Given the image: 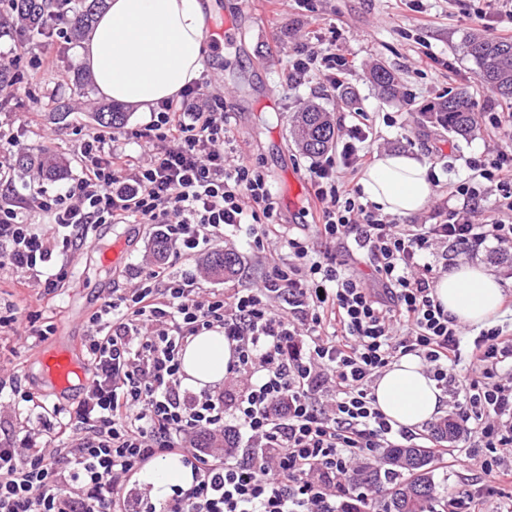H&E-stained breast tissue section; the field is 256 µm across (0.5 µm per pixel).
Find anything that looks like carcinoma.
<instances>
[{
  "instance_id": "carcinoma-1",
  "label": "carcinoma",
  "mask_w": 512,
  "mask_h": 512,
  "mask_svg": "<svg viewBox=\"0 0 512 512\" xmlns=\"http://www.w3.org/2000/svg\"><path fill=\"white\" fill-rule=\"evenodd\" d=\"M67 0H0L6 5L0 13V36L22 34L27 39L45 38L48 19L54 12L69 10ZM69 29V38L78 42L89 31L95 15L105 0H80ZM463 54L474 64V72L482 86L512 105V41L496 40L484 32H468L462 40ZM369 77L381 96L398 97L394 75L386 68L372 67ZM424 112L448 134L467 139L477 126L474 99L465 92L448 93ZM98 124L115 128L125 123L128 113L119 104L101 105L95 109ZM292 135L301 149L313 156L328 152L336 137L335 126L320 106L308 104L294 115ZM15 166L22 170L35 169L42 176L59 178L65 174L59 154L43 148L38 154H20ZM239 258L231 250H216L205 260L208 274L216 278L232 276ZM384 466L369 463L357 470L354 488L384 486L387 495L384 512H434L435 483L433 459L422 447L387 448L383 452Z\"/></svg>"
}]
</instances>
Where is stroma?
I'll list each match as a JSON object with an SVG mask.
<instances>
[{
	"mask_svg": "<svg viewBox=\"0 0 512 512\" xmlns=\"http://www.w3.org/2000/svg\"><path fill=\"white\" fill-rule=\"evenodd\" d=\"M431 16L421 25L410 0H317L323 20V39H334L348 62L342 89L321 86L316 76L303 84L288 81L286 63L275 57L282 42L297 37L306 28L303 13L296 5L272 10L266 0H252L243 6L240 0H210L209 26L233 24L232 42L211 43L203 61L202 84L223 95L234 114L237 139L250 158L259 164L280 194L295 193L298 208L283 213V225L297 232L311 223L306 212L308 186L293 182L290 173L305 170L312 159L300 152L290 136V121L308 102H316L330 112L333 120L354 122L356 113H365L372 127L370 147L374 155L404 150L417 154L435 166L441 184L467 179L468 158L483 154L489 140L483 130H475L468 140H455L442 127L428 123L420 106L448 91L457 90L472 97L485 95L473 68L458 51L464 33L477 28L471 15L470 0H424ZM59 35L54 39L56 66L47 71L30 65V56L42 49L38 40L18 43L0 38V56L17 57L23 72L21 84L10 90L7 111L0 112V131L10 134L22 152L33 153L51 148L69 165L70 178H78L83 162L76 151L79 131L97 129L94 106L104 104L97 90L88 97L74 99V109L65 122L51 119L52 101L73 97V77L84 72L80 44L62 36L63 22L52 21ZM379 64L397 78L401 94L412 99L415 109L403 114L399 103L382 98L369 80V69ZM279 93L277 106H268V87ZM41 101L34 123L19 124L18 118L34 101ZM126 244L123 259L103 267L99 250L113 241ZM227 248L239 258L237 274L216 279L200 273L204 288H250L258 283L268 266L279 260V253L260 258L244 235L226 236ZM152 242L144 224H101L91 233L84 249L70 260V278L57 295L43 296L26 288L18 274L0 272V315L18 311L25 324L38 329L52 328V335L19 341L0 334V376L22 374V387L46 403L57 400L54 386L45 376L36 358L38 349L63 344L85 354V336L89 316L97 310L99 298L111 288L134 287L145 264L152 262ZM436 490L441 498L457 496L488 486L490 479L478 470L434 464Z\"/></svg>",
	"mask_w": 512,
	"mask_h": 512,
	"instance_id": "35a3bbf8",
	"label": "stroma"
}]
</instances>
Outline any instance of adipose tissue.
<instances>
[{
  "instance_id": "1",
  "label": "adipose tissue",
  "mask_w": 512,
  "mask_h": 512,
  "mask_svg": "<svg viewBox=\"0 0 512 512\" xmlns=\"http://www.w3.org/2000/svg\"><path fill=\"white\" fill-rule=\"evenodd\" d=\"M207 16L205 0H106L81 50L99 93L141 110L178 98L202 74ZM359 184L364 201L395 216L418 213L432 195L428 165L409 153L378 157ZM435 296L459 323L485 327L500 313L504 288L484 267L463 264L437 280ZM232 359L222 333L192 337L181 356L184 385L202 390L223 382ZM372 392L391 423L409 428L445 408L442 389L414 355L380 372ZM138 480L159 493L173 483L191 484L192 473L180 456L168 455L140 471Z\"/></svg>"
}]
</instances>
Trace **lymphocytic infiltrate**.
Returning <instances> with one entry per match:
<instances>
[{"instance_id":"lymphocytic-infiltrate-1","label":"lymphocytic infiltrate","mask_w":512,"mask_h":512,"mask_svg":"<svg viewBox=\"0 0 512 512\" xmlns=\"http://www.w3.org/2000/svg\"><path fill=\"white\" fill-rule=\"evenodd\" d=\"M338 49L296 45L288 78L308 73L342 84ZM494 150L469 159L477 181L449 184L462 207H437L431 223L406 224L359 203L354 180L372 160L361 123L339 125L336 151L312 163L311 233L282 235L267 175L238 144L220 95L201 84L162 104L146 127L161 146L134 156L120 131H91L77 144L81 177L64 192L16 200L0 195V270L26 273L28 287L55 293L68 279V255L94 224H150L177 257L195 259L228 226L256 254L282 240L287 251L259 286L205 292L192 276L146 268L137 287L116 288L89 319L88 377L77 404L48 405L0 379L28 403L31 418L0 438V512H132V479L153 460L178 454L190 485H173L141 512H349L352 475L382 449L416 440L374 406L371 382L394 359L424 360L438 387L458 366L465 327L433 296L449 263L468 260L487 241L512 248V113L475 103ZM495 194L491 208L481 202ZM48 217L35 231L28 213ZM362 251L377 278L371 288L329 246ZM448 261H436L440 245ZM223 333L234 343L228 376L238 392H189L181 352L190 337ZM458 385L456 435H471L457 460L512 483V336L496 327L473 341ZM246 437L255 453L204 448L196 438Z\"/></svg>"}]
</instances>
